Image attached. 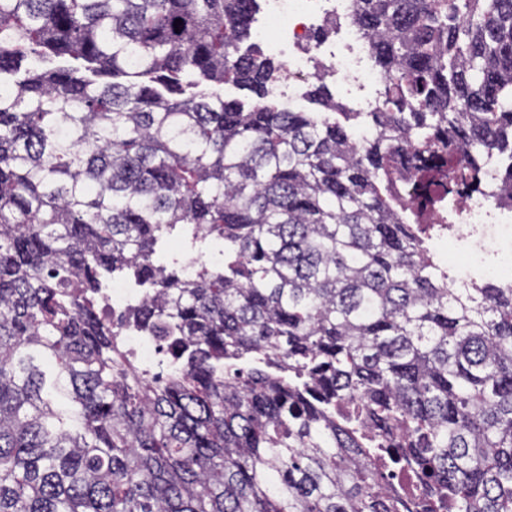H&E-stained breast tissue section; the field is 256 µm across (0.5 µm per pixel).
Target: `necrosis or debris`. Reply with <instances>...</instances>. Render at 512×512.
Listing matches in <instances>:
<instances>
[{
	"label": "necrosis or debris",
	"mask_w": 512,
	"mask_h": 512,
	"mask_svg": "<svg viewBox=\"0 0 512 512\" xmlns=\"http://www.w3.org/2000/svg\"><path fill=\"white\" fill-rule=\"evenodd\" d=\"M256 5L253 39L282 62L272 95L283 107L300 106L306 84L323 80L340 90L346 110L378 111L385 79L371 61L369 37L351 22L355 0H257ZM502 167L499 156L487 157L479 187L452 195L460 237L512 229V206H501L492 195Z\"/></svg>",
	"instance_id": "1"
}]
</instances>
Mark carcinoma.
Segmentation results:
<instances>
[{"label": "carcinoma", "mask_w": 512, "mask_h": 512, "mask_svg": "<svg viewBox=\"0 0 512 512\" xmlns=\"http://www.w3.org/2000/svg\"><path fill=\"white\" fill-rule=\"evenodd\" d=\"M355 2L365 117L271 97L253 0H0V512H512V285L397 189L512 158V0ZM450 231L434 234L430 241L433 250L455 270L457 264H471V253L455 245L449 238ZM506 262H503L501 265L494 264H486L483 266V269H476L473 266L465 270L464 272L457 275L455 281L452 285V288H457L460 285L467 283L474 279L473 277V268L478 271L481 276L485 279L492 280H500V281H512V271H511V262H510V271L508 268H505ZM106 307L108 311H121L129 306L142 301L141 288H131L123 279L112 280V285L107 288ZM124 347L134 353L138 360L149 365L154 363L160 348V341L156 336L148 335L137 329H128L120 336Z\"/></svg>", "instance_id": "carcinoma-1"}]
</instances>
